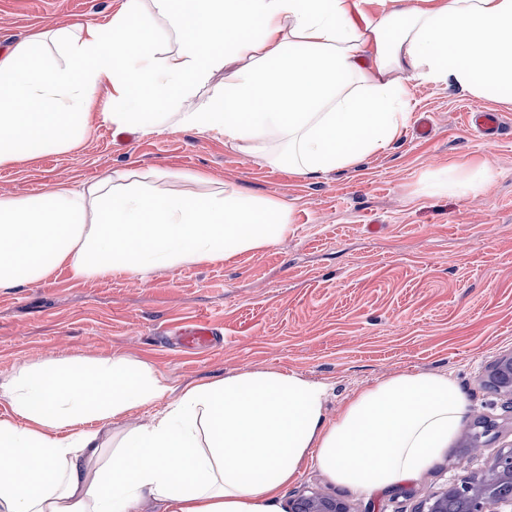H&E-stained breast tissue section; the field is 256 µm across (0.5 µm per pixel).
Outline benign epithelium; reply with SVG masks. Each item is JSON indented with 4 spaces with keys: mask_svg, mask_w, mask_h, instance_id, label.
Wrapping results in <instances>:
<instances>
[{
    "mask_svg": "<svg viewBox=\"0 0 512 512\" xmlns=\"http://www.w3.org/2000/svg\"><path fill=\"white\" fill-rule=\"evenodd\" d=\"M483 381L509 397L512 405V352L497 359L483 375ZM491 427L478 418L466 435L464 447L477 452L485 447ZM512 486V446L503 448L481 472L464 471L456 475L441 492L427 498L419 512H448V500L458 501L466 512H512V496L501 491ZM295 512H349L339 499L320 496L303 498Z\"/></svg>",
    "mask_w": 512,
    "mask_h": 512,
    "instance_id": "7a95c632",
    "label": "benign epithelium"
}]
</instances>
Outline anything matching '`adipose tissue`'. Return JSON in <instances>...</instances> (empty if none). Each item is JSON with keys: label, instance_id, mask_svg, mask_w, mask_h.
<instances>
[{"label": "adipose tissue", "instance_id": "obj_1", "mask_svg": "<svg viewBox=\"0 0 512 512\" xmlns=\"http://www.w3.org/2000/svg\"><path fill=\"white\" fill-rule=\"evenodd\" d=\"M178 52L156 60L141 0L109 20L55 31L48 65L35 32L0 52V164L16 144L75 149L95 117L116 128L167 119L223 135L238 151L312 176L386 149L410 119L406 79L512 102V0H152ZM227 69L205 109L186 107ZM106 93L109 112L97 113ZM489 164L441 170L435 190L477 195ZM293 227L288 204L231 187L158 195L113 172L84 189L0 197V291L67 268L135 277L263 250ZM331 388L293 373L243 370L174 392L125 356L47 358L0 380V512H282L281 492L311 464L375 492L415 478L455 438L470 403L452 377L403 372L356 391L336 418ZM149 422L112 426L150 403Z\"/></svg>", "mask_w": 512, "mask_h": 512}]
</instances>
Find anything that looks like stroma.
<instances>
[{"mask_svg":"<svg viewBox=\"0 0 512 512\" xmlns=\"http://www.w3.org/2000/svg\"><path fill=\"white\" fill-rule=\"evenodd\" d=\"M123 0H0V50L46 33L44 56L65 57L54 31L102 22ZM413 122L358 166L299 176L287 165L241 154L223 138L171 127L132 131L119 143L96 121L75 150L46 148L0 165V196H38L59 181L81 188L115 171L158 194L206 196L235 186L288 202L293 231L277 245L227 261L177 266L142 281L123 272L79 281L67 269L0 292V377L49 357L124 355L149 363L174 386L219 380L248 366L292 371L332 386L336 416L355 390L400 372L452 376L474 417L494 424L485 448L460 440L417 478L371 495L303 469L283 491L290 512L317 492L350 512H416L457 469L483 470L512 444V407L482 384L486 367L512 351V137H478L466 112L487 109L512 126V103L408 80ZM428 118L419 136L415 123ZM489 160L496 176L475 199L430 189L446 166ZM208 319L216 345L171 346L169 326Z\"/></svg>","mask_w":512,"mask_h":512,"instance_id":"35a3bbf8","label":"stroma"}]
</instances>
